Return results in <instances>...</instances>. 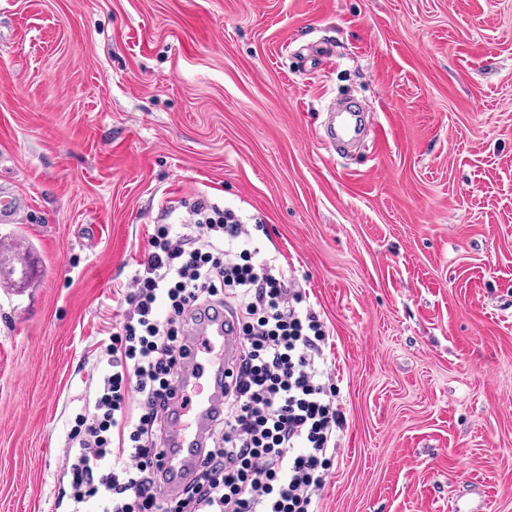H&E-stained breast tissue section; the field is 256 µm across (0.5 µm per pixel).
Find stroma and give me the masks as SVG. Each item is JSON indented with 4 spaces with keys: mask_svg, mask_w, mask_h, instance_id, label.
<instances>
[{
    "mask_svg": "<svg viewBox=\"0 0 512 512\" xmlns=\"http://www.w3.org/2000/svg\"><path fill=\"white\" fill-rule=\"evenodd\" d=\"M335 100L375 150L322 147ZM0 192V512H61L100 342L197 199L326 325L318 512H512V0H0Z\"/></svg>",
    "mask_w": 512,
    "mask_h": 512,
    "instance_id": "35a3bbf8",
    "label": "stroma"
}]
</instances>
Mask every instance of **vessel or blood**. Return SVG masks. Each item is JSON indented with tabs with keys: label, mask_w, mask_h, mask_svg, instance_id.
I'll use <instances>...</instances> for the list:
<instances>
[{
	"label": "vessel or blood",
	"mask_w": 512,
	"mask_h": 512,
	"mask_svg": "<svg viewBox=\"0 0 512 512\" xmlns=\"http://www.w3.org/2000/svg\"><path fill=\"white\" fill-rule=\"evenodd\" d=\"M184 334L187 364L174 384V401L183 410L168 424L162 483L163 495L172 499L198 469L212 418L224 402V371L240 347L236 327L222 314L188 322Z\"/></svg>",
	"instance_id": "vessel-or-blood-1"
}]
</instances>
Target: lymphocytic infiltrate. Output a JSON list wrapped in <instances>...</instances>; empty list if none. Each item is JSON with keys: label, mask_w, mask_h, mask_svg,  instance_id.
Wrapping results in <instances>:
<instances>
[{"label": "lymphocytic infiltrate", "mask_w": 512, "mask_h": 512, "mask_svg": "<svg viewBox=\"0 0 512 512\" xmlns=\"http://www.w3.org/2000/svg\"><path fill=\"white\" fill-rule=\"evenodd\" d=\"M187 215L154 226L100 347L94 403L68 432L67 512H315L341 422L324 324L234 211L197 200ZM216 306L236 318L242 349L203 462L168 500L159 482L182 323Z\"/></svg>", "instance_id": "f902f5d3"}]
</instances>
